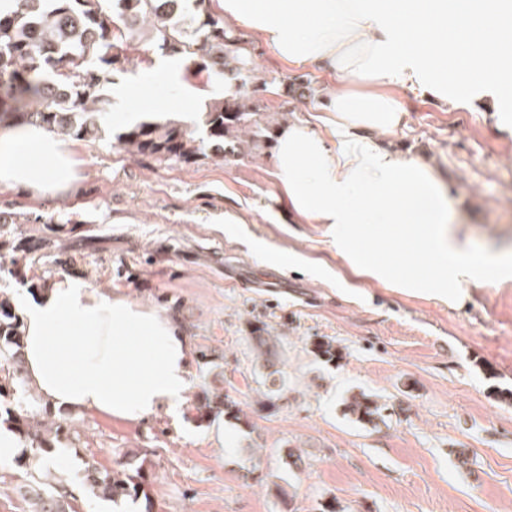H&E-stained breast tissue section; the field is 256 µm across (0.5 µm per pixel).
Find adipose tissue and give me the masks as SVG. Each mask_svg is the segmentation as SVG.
<instances>
[{
    "mask_svg": "<svg viewBox=\"0 0 512 512\" xmlns=\"http://www.w3.org/2000/svg\"><path fill=\"white\" fill-rule=\"evenodd\" d=\"M225 18L295 68L336 79L324 132L282 127L275 167L288 206L327 225L337 251L359 273L451 304L469 287L512 277V251L478 252L462 241L454 200L429 167L382 148L398 129L403 87L451 109L488 101L512 133V0H217ZM450 24L463 40L442 39ZM69 142L46 127L0 125V190L67 198L79 186ZM425 267L401 276L389 254ZM29 386L73 414L127 422L180 415L190 391L187 329L151 305L61 278L17 296Z\"/></svg>",
    "mask_w": 512,
    "mask_h": 512,
    "instance_id": "1",
    "label": "adipose tissue"
}]
</instances>
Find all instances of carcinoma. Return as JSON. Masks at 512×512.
Returning <instances> with one entry per match:
<instances>
[{
    "instance_id": "carcinoma-1",
    "label": "carcinoma",
    "mask_w": 512,
    "mask_h": 512,
    "mask_svg": "<svg viewBox=\"0 0 512 512\" xmlns=\"http://www.w3.org/2000/svg\"><path fill=\"white\" fill-rule=\"evenodd\" d=\"M185 0H0V124H38L63 137L95 141L109 121L111 101L103 93L112 73L149 45L163 55L183 57L193 77H249L252 54L243 38L229 33L214 0H193L195 15L183 19ZM209 104L203 114L205 137L186 125L147 118L115 134L132 156L159 163H190L207 147L224 156L226 141L240 131L252 133L253 148L263 150L276 139L264 121L263 84ZM46 254L23 241L9 256L0 255V272L19 278L27 265ZM312 353L330 363L336 347L328 336L311 342ZM0 407L29 450L26 478L14 487L31 512H76L75 498L56 466L58 456L81 441V435L52 408L40 403L24 376L22 329L11 299L0 294ZM347 414L366 424L381 416L383 406L361 391L345 399ZM208 411L240 419L237 404L216 397ZM148 475L143 466L107 470L85 461L83 483L95 496L136 497Z\"/></svg>"
}]
</instances>
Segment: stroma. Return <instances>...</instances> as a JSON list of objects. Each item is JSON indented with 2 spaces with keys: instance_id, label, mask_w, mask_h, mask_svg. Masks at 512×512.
I'll return each mask as SVG.
<instances>
[{
  "instance_id": "obj_1",
  "label": "stroma",
  "mask_w": 512,
  "mask_h": 512,
  "mask_svg": "<svg viewBox=\"0 0 512 512\" xmlns=\"http://www.w3.org/2000/svg\"><path fill=\"white\" fill-rule=\"evenodd\" d=\"M254 54L251 80L266 86L274 127L309 119L317 97L334 89L329 76L298 71L262 46ZM160 60L152 51L115 72L127 97L113 99L112 111L198 121L223 97L224 79L203 92L184 80L147 104L137 81ZM298 75L311 96L286 95ZM399 97L405 120L387 144L440 175L475 249L511 247L512 134L495 110L450 111L405 89ZM119 127L109 122L101 139L75 142L79 197L0 191V204L27 217L25 235L49 245L25 280L1 273L0 293L76 274L189 332L194 373L180 417L69 415L81 441L64 472L79 512L112 508L85 489V459L116 470L130 453L151 479L125 499V512H317L331 498L341 512H512V279L469 288L451 305L358 276L324 225L289 211L273 150H251L249 134L239 133L236 154L159 164L122 150ZM221 214L232 223H214ZM251 241L294 255L295 265L263 261ZM63 255L72 260L65 268L54 263ZM257 327L280 339L274 361L255 348ZM317 336L334 340L336 362L311 353ZM273 368L288 389L270 407L262 381ZM359 391L384 404L376 424L346 415L344 399ZM218 396L241 410L225 420L220 443L201 418ZM293 454L300 466L290 465Z\"/></svg>"
}]
</instances>
